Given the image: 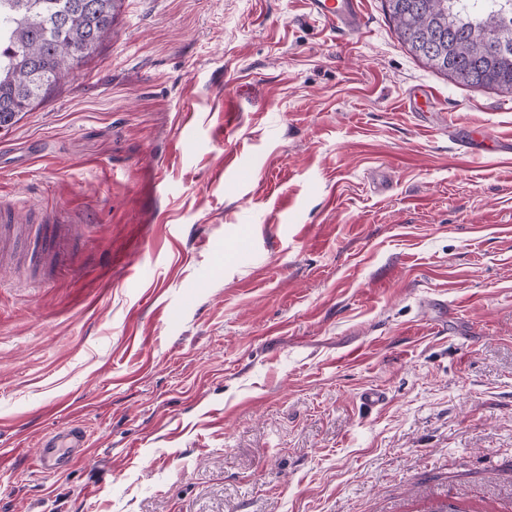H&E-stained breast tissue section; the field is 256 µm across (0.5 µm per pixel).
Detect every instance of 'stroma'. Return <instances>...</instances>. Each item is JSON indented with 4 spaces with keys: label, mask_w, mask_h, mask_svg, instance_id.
<instances>
[{
    "label": "stroma",
    "mask_w": 512,
    "mask_h": 512,
    "mask_svg": "<svg viewBox=\"0 0 512 512\" xmlns=\"http://www.w3.org/2000/svg\"><path fill=\"white\" fill-rule=\"evenodd\" d=\"M470 130L512 139V94L384 0H116L0 130L30 249L76 229L0 269V512H512V153ZM306 5L317 18L336 25L358 29L361 24L359 0H306ZM69 224H60L57 235L49 240L45 247L38 253V258L44 263H51L58 259V252L70 238L73 237ZM87 437L83 427L71 424L64 429L46 434L39 448L40 465L47 471L58 470L68 462V457L59 454L58 448H86Z\"/></svg>",
    "instance_id": "35a3bbf8"
}]
</instances>
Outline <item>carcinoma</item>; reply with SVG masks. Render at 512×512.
I'll use <instances>...</instances> for the list:
<instances>
[{"mask_svg": "<svg viewBox=\"0 0 512 512\" xmlns=\"http://www.w3.org/2000/svg\"><path fill=\"white\" fill-rule=\"evenodd\" d=\"M385 0L398 37L427 64L474 87L512 92V0ZM114 0H0V128L92 57Z\"/></svg>", "mask_w": 512, "mask_h": 512, "instance_id": "carcinoma-1", "label": "carcinoma"}]
</instances>
